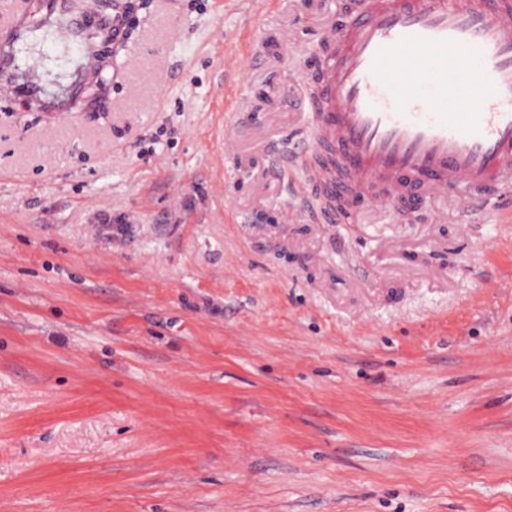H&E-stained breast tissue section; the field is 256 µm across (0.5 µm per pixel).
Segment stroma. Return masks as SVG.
I'll use <instances>...</instances> for the list:
<instances>
[{
    "label": "stroma",
    "instance_id": "35a3bbf8",
    "mask_svg": "<svg viewBox=\"0 0 512 512\" xmlns=\"http://www.w3.org/2000/svg\"><path fill=\"white\" fill-rule=\"evenodd\" d=\"M353 9L144 0L101 104L0 102V512H512V214L272 165Z\"/></svg>",
    "mask_w": 512,
    "mask_h": 512
}]
</instances>
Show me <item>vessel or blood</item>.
<instances>
[{"label":"vessel or blood","mask_w":512,"mask_h":512,"mask_svg":"<svg viewBox=\"0 0 512 512\" xmlns=\"http://www.w3.org/2000/svg\"><path fill=\"white\" fill-rule=\"evenodd\" d=\"M73 0H27L0 20V97L41 104L48 121L66 112L44 97L49 32L60 58L83 50L85 22ZM321 87L309 101L310 147L335 166L317 179L351 213L356 201L390 206L415 189L458 204L493 199L512 209V0H364L343 24L324 27Z\"/></svg>","instance_id":"obj_1"}]
</instances>
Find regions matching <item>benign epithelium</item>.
I'll return each instance as SVG.
<instances>
[{
  "instance_id": "benign-epithelium-1",
  "label": "benign epithelium",
  "mask_w": 512,
  "mask_h": 512,
  "mask_svg": "<svg viewBox=\"0 0 512 512\" xmlns=\"http://www.w3.org/2000/svg\"><path fill=\"white\" fill-rule=\"evenodd\" d=\"M135 8L136 4L131 0L124 5L116 4L113 0H91L87 12L97 16V20L85 28V42L92 49L97 46L108 49V54H92L80 76L81 95L73 100L72 105L78 106L101 98L110 70L125 47L122 33L128 14Z\"/></svg>"
}]
</instances>
